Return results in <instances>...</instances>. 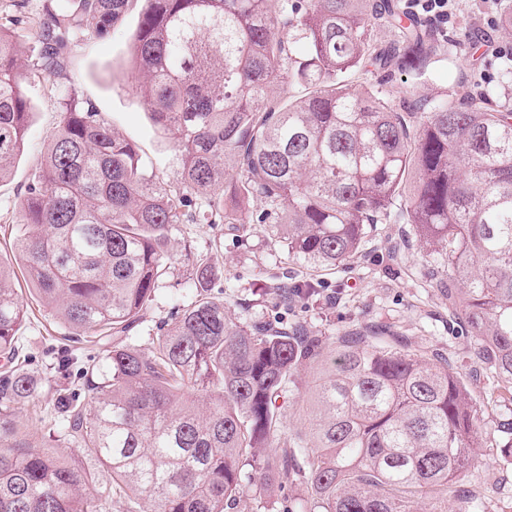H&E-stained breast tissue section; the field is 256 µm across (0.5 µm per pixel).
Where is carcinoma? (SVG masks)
<instances>
[{
    "mask_svg": "<svg viewBox=\"0 0 512 512\" xmlns=\"http://www.w3.org/2000/svg\"><path fill=\"white\" fill-rule=\"evenodd\" d=\"M134 0H51L34 33L33 76L59 77L77 40L103 38ZM133 52L155 122L174 134L172 188L87 102L61 93L60 123L19 204L24 279L76 336L111 345L100 381L61 389L63 458L20 433L40 394L0 379V512H106L136 496L150 512H254L249 492L305 484L286 512H479L456 480L487 436L461 374L369 333L327 338L296 324H245L196 262L195 300L150 347L134 334L172 264L176 224H272L288 257L349 262L370 224L400 216L426 256L448 262V303L473 354L512 402V53L483 62L470 89L423 112L398 109L395 74L424 77L459 43L396 0H145ZM391 28L382 45L374 32ZM19 29L0 23V181L32 100ZM373 75L372 90L360 79ZM301 96L288 105L281 96ZM263 209L255 213L250 202ZM315 283L274 287L279 304ZM27 310L0 264V355L16 358ZM323 371L303 426L288 429L296 376Z\"/></svg>",
    "mask_w": 512,
    "mask_h": 512,
    "instance_id": "cac0c4a2",
    "label": "carcinoma"
}]
</instances>
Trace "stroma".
<instances>
[{"label":"stroma","instance_id":"35a3bbf8","mask_svg":"<svg viewBox=\"0 0 512 512\" xmlns=\"http://www.w3.org/2000/svg\"><path fill=\"white\" fill-rule=\"evenodd\" d=\"M142 8L141 0H135L108 36L71 45L65 79L32 80L29 95L34 113L26 143L12 175L0 181V260H13L20 230L19 203L60 120V87L93 104L105 122L139 147L160 181L178 186L181 162L173 136L155 124L136 90L138 73L131 49ZM448 26L464 35V43L439 48L426 78L407 79L406 102L463 94L485 58L512 48V33L497 27L485 0H456ZM170 252L172 268L140 314L141 345H148L160 326L193 301L191 262L206 259L224 272L223 279L212 286V294L223 298L240 321L300 318L317 333L331 337L375 330L393 348L447 359L468 383L481 428L489 436H498L503 409L496 377L473 357L471 336L448 311L444 265L426 258L413 225H373L358 257L330 271L314 270L289 258L267 224L248 225L243 233L222 223L178 224L171 234ZM289 275L316 281L315 292L289 310L277 305L273 296L260 295L266 283ZM16 286L27 318L18 334L15 364L41 384L40 396L23 407L20 419L27 438L49 448L53 442L46 434L57 425L53 390L82 387L83 367L105 371L110 347L105 343L86 346L77 365L67 374L56 373L59 339L69 329L39 302L24 279H17ZM458 486L480 499L485 512H512V460L502 459L496 449H479L477 461L461 474Z\"/></svg>","mask_w":512,"mask_h":512}]
</instances>
